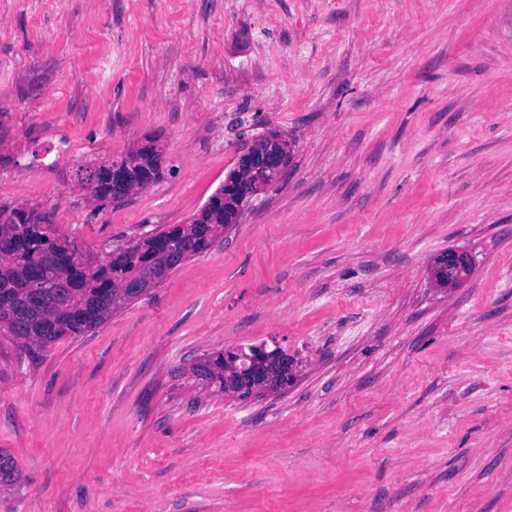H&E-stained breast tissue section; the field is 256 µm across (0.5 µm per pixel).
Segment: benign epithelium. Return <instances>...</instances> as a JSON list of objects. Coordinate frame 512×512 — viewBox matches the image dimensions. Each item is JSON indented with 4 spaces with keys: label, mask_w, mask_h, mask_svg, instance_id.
Returning <instances> with one entry per match:
<instances>
[{
    "label": "benign epithelium",
    "mask_w": 512,
    "mask_h": 512,
    "mask_svg": "<svg viewBox=\"0 0 512 512\" xmlns=\"http://www.w3.org/2000/svg\"><path fill=\"white\" fill-rule=\"evenodd\" d=\"M270 164L283 166L282 156L264 147V138L247 142L239 151L236 172L245 175L246 183L258 176V172ZM136 191V182L127 168L118 164L112 166V201L118 202ZM173 252L161 248L159 259L152 273L144 278L124 281L120 295L135 299L146 295L149 289L166 270ZM469 265L468 258L460 251L449 249L437 255L431 266V278L445 286L462 278ZM194 376L210 385L224 383V395L250 398L254 395L278 394L290 387L297 377L295 361L278 349L269 351L263 345L251 349L246 355L238 348L224 350V364L218 366L214 360L201 361L193 367Z\"/></svg>",
    "instance_id": "1"
}]
</instances>
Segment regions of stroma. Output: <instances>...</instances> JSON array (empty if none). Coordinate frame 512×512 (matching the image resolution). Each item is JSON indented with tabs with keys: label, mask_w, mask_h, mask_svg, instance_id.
<instances>
[{
	"label": "stroma",
	"mask_w": 512,
	"mask_h": 512,
	"mask_svg": "<svg viewBox=\"0 0 512 512\" xmlns=\"http://www.w3.org/2000/svg\"><path fill=\"white\" fill-rule=\"evenodd\" d=\"M271 130L287 173L210 250L93 332L0 335V512H512V0H0V204L93 253ZM148 136L162 178L89 201ZM260 344L279 396L190 373ZM431 265V278L435 282H441L445 287H448L462 278L469 261L463 252L448 249L437 255Z\"/></svg>",
	"instance_id": "obj_1"
}]
</instances>
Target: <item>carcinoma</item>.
<instances>
[{
  "label": "carcinoma",
  "mask_w": 512,
  "mask_h": 512,
  "mask_svg": "<svg viewBox=\"0 0 512 512\" xmlns=\"http://www.w3.org/2000/svg\"><path fill=\"white\" fill-rule=\"evenodd\" d=\"M134 159L138 178L151 183L159 180L161 170L146 149H132L112 163L124 166ZM245 192L246 186L231 171L227 183L209 197L189 225L163 229L107 261L94 259L75 242L58 236L36 209L0 205V297H7L5 302L0 300V332L29 350L96 330L114 312L131 304L129 300L119 305L112 302L120 280L138 278L145 267L154 264L160 246L176 252L173 269L182 258L209 250L224 226L238 223V204ZM15 307L27 310L22 335L10 319ZM19 479L14 458L0 450V490L14 486Z\"/></svg>",
  "instance_id": "carcinoma-1"
}]
</instances>
